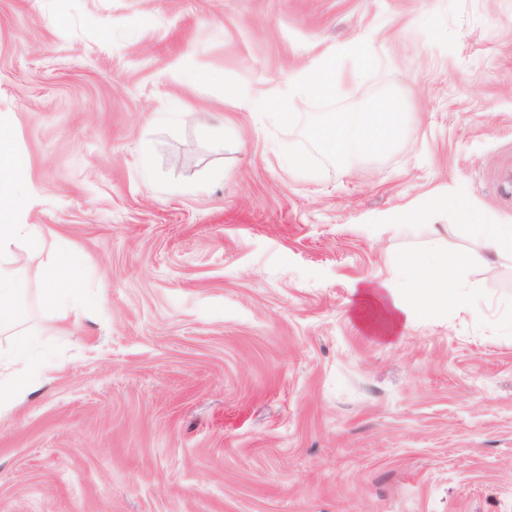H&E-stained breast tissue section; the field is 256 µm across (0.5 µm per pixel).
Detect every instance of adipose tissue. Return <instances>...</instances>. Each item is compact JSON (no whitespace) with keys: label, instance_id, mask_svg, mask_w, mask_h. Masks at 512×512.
Masks as SVG:
<instances>
[{"label":"adipose tissue","instance_id":"ef3b65f1","mask_svg":"<svg viewBox=\"0 0 512 512\" xmlns=\"http://www.w3.org/2000/svg\"><path fill=\"white\" fill-rule=\"evenodd\" d=\"M27 169L25 156L12 146L10 132L0 128V335L13 339L11 347L0 352V406L35 387L27 372L32 338L23 326L18 308L25 284L23 256L18 248L22 242L34 238L37 227L14 221L27 204L19 190ZM475 230L477 248L466 255V263L487 264L512 254L511 225L479 224ZM406 269L420 290L417 299L409 301L380 287L363 294L364 299L379 304L381 320L375 327L378 334L392 333L401 323L413 319L415 312L462 300L453 286L454 272L439 240H431L424 255L411 258Z\"/></svg>","mask_w":512,"mask_h":512}]
</instances>
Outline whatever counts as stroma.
<instances>
[{
  "mask_svg": "<svg viewBox=\"0 0 512 512\" xmlns=\"http://www.w3.org/2000/svg\"><path fill=\"white\" fill-rule=\"evenodd\" d=\"M363 41L340 103L395 89L400 144L289 172L315 108L254 89ZM0 125L52 365L0 412V512H512V258L459 262L512 225V0H0ZM437 236L462 303L375 334L357 288L415 298ZM77 283V264L70 257L69 252L64 249L59 263L52 267L47 274V283L43 294L45 305L48 307L57 306L63 297L65 289L63 287L75 288Z\"/></svg>",
  "mask_w": 512,
  "mask_h": 512,
  "instance_id": "1",
  "label": "stroma"
}]
</instances>
